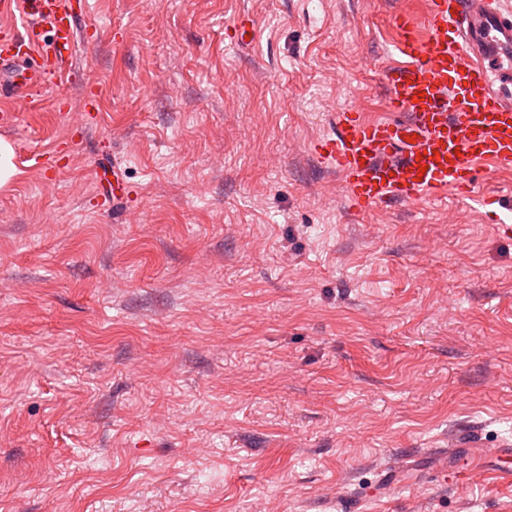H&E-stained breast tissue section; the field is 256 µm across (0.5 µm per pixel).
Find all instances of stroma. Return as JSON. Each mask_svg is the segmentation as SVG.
I'll return each mask as SVG.
<instances>
[{
  "mask_svg": "<svg viewBox=\"0 0 512 512\" xmlns=\"http://www.w3.org/2000/svg\"><path fill=\"white\" fill-rule=\"evenodd\" d=\"M425 7L90 0L68 119L0 125L71 149L0 190V512H512V227L354 212L311 150Z\"/></svg>",
  "mask_w": 512,
  "mask_h": 512,
  "instance_id": "35a3bbf8",
  "label": "stroma"
}]
</instances>
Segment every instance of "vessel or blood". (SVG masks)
Masks as SVG:
<instances>
[{
	"label": "vessel or blood",
	"mask_w": 512,
	"mask_h": 512,
	"mask_svg": "<svg viewBox=\"0 0 512 512\" xmlns=\"http://www.w3.org/2000/svg\"><path fill=\"white\" fill-rule=\"evenodd\" d=\"M88 0H0V88L10 124L48 87L64 88ZM397 62L383 73L386 112L334 116L314 146L350 206L372 212L475 189L512 170V7L504 0H427L421 20L395 18Z\"/></svg>",
	"instance_id": "obj_1"
}]
</instances>
